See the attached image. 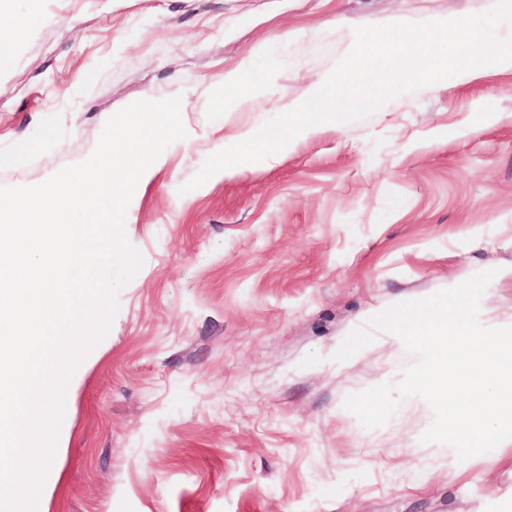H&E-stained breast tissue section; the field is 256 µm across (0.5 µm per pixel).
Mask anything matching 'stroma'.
Wrapping results in <instances>:
<instances>
[{
    "mask_svg": "<svg viewBox=\"0 0 512 512\" xmlns=\"http://www.w3.org/2000/svg\"><path fill=\"white\" fill-rule=\"evenodd\" d=\"M490 0H45L0 63V153L43 141L0 186L77 163L107 113L181 95L185 141L135 189L125 234L143 265L75 372L67 434L38 512H483L512 457L469 474L421 443L428 404L365 429L346 396L399 383L416 357L381 331L330 351L376 307L512 265V74L458 76L349 123L271 167L181 193L282 95L327 77L354 27L418 22ZM251 62L254 109L215 104Z\"/></svg>",
    "mask_w": 512,
    "mask_h": 512,
    "instance_id": "35a3bbf8",
    "label": "stroma"
}]
</instances>
